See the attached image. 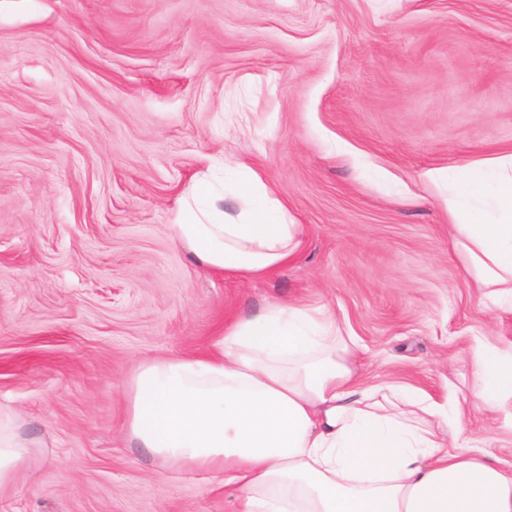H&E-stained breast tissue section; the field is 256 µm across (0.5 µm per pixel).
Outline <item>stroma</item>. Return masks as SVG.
<instances>
[{
    "label": "stroma",
    "instance_id": "35a3bbf8",
    "mask_svg": "<svg viewBox=\"0 0 512 512\" xmlns=\"http://www.w3.org/2000/svg\"><path fill=\"white\" fill-rule=\"evenodd\" d=\"M512 153V0H0V411L36 465L0 512H225L213 478L125 441L139 361L203 354L300 298L370 384L466 406L512 336L452 250L448 177ZM255 169L303 227L276 277L170 237L195 176Z\"/></svg>",
    "mask_w": 512,
    "mask_h": 512
}]
</instances>
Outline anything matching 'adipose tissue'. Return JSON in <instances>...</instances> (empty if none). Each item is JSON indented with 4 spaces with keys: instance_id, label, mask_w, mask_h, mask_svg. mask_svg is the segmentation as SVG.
<instances>
[{
    "instance_id": "1",
    "label": "adipose tissue",
    "mask_w": 512,
    "mask_h": 512,
    "mask_svg": "<svg viewBox=\"0 0 512 512\" xmlns=\"http://www.w3.org/2000/svg\"><path fill=\"white\" fill-rule=\"evenodd\" d=\"M223 190L196 180L168 229L198 265L244 279L275 274L302 227L251 168ZM455 251L476 288L512 312V155L458 173L448 201ZM478 394L512 432V338L477 343ZM129 440L173 469L220 477L236 512H512V467L449 437L444 410L411 387L366 384L336 316L291 299L227 325L194 357L141 361L127 385ZM34 453L0 414V488Z\"/></svg>"
}]
</instances>
